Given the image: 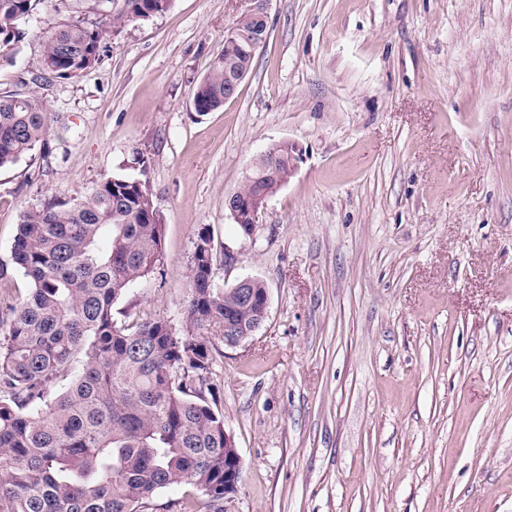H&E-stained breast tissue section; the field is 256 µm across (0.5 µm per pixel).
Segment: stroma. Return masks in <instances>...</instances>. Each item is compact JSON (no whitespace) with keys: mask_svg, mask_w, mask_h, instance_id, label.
<instances>
[{"mask_svg":"<svg viewBox=\"0 0 512 512\" xmlns=\"http://www.w3.org/2000/svg\"><path fill=\"white\" fill-rule=\"evenodd\" d=\"M118 7L44 0L0 43V92L40 69L46 29ZM240 10L171 0L35 86L50 132L0 169V261L26 208L145 177L164 256L115 319L188 334L203 233L218 286L268 288L254 336L206 331L243 467L224 512H512V0H272L248 78L198 115ZM281 141L296 171L244 236L224 198Z\"/></svg>","mask_w":512,"mask_h":512,"instance_id":"stroma-1","label":"stroma"}]
</instances>
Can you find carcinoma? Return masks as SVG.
<instances>
[{
    "mask_svg": "<svg viewBox=\"0 0 512 512\" xmlns=\"http://www.w3.org/2000/svg\"><path fill=\"white\" fill-rule=\"evenodd\" d=\"M41 0H0V39ZM170 0H123L96 23L43 33L42 64L61 79L95 67L106 28L166 12ZM195 112L224 107V54L194 93ZM46 106L0 92V168L45 145ZM139 178L112 176L69 202L24 210L0 282L18 271L28 296L0 320V512H146L155 494L185 486L182 512H224V418L205 396L213 351L170 321L120 324L113 306L157 270L163 225ZM110 245H100L102 237ZM245 307L214 280L211 239L191 260L186 321L201 330L232 312L251 323L267 290L252 279Z\"/></svg>",
    "mask_w": 512,
    "mask_h": 512,
    "instance_id": "obj_1",
    "label": "carcinoma"
}]
</instances>
